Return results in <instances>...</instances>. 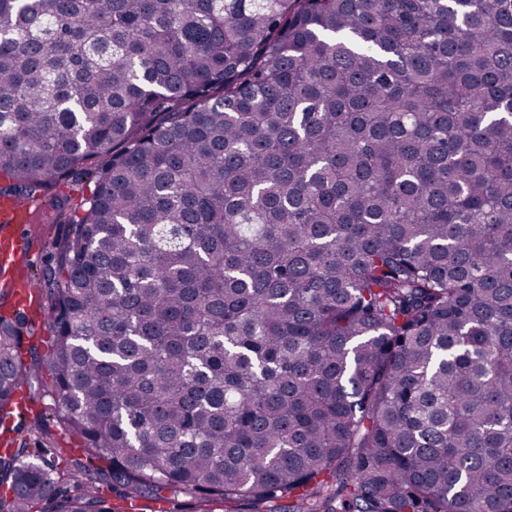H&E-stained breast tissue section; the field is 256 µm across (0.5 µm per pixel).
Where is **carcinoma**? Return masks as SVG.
Returning a JSON list of instances; mask_svg holds the SVG:
<instances>
[{"label": "carcinoma", "mask_w": 512, "mask_h": 512, "mask_svg": "<svg viewBox=\"0 0 512 512\" xmlns=\"http://www.w3.org/2000/svg\"><path fill=\"white\" fill-rule=\"evenodd\" d=\"M0 175V512H512V0H0ZM95 188L92 179L82 177L61 184L47 194L31 199L39 204L32 220L27 224L30 211L34 206L27 201L16 198H0V269H9L16 265L18 259L27 252V239L30 249L22 263L29 277L40 273L49 260V243L56 237H62L76 230V224H47L45 215L48 214L54 194L69 195L74 203L90 196ZM25 224V235L21 226ZM4 284L3 278L0 277V313L10 314L22 320L26 344L29 341L30 343H36L40 339L49 336L46 307L40 308L33 305L27 313L12 311L13 295L8 294V288H14V283L12 280L7 286ZM23 394L26 398L28 413L19 422L20 434L27 435L31 434V431L37 428V425L42 420L41 413H45L46 408L52 403L49 396L45 395L42 391L35 390V387L31 390L27 387L23 389ZM50 436H47V442L45 447L51 448H68L64 451L63 455L67 460L76 459L80 457V452L75 449L79 448V443L76 440L69 439L68 437L61 435L59 428L56 426H50ZM74 448V449H70Z\"/></svg>", "instance_id": "cac0c4a2"}]
</instances>
